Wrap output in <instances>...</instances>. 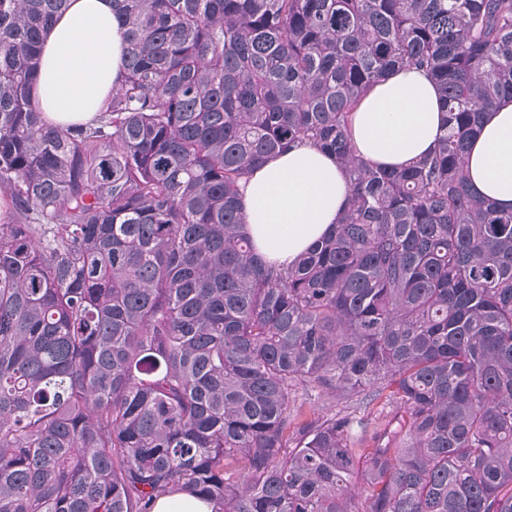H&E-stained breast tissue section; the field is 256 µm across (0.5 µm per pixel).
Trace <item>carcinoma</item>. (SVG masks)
<instances>
[{"mask_svg":"<svg viewBox=\"0 0 512 512\" xmlns=\"http://www.w3.org/2000/svg\"><path fill=\"white\" fill-rule=\"evenodd\" d=\"M113 2L120 85L55 127L31 87L69 0H0V512H512V212L465 169L512 0ZM410 65L445 132L373 167L352 114ZM299 140L349 203L283 267L239 184ZM154 512H212V506L193 496L178 493L159 498Z\"/></svg>","mask_w":512,"mask_h":512,"instance_id":"obj_1","label":"carcinoma"}]
</instances>
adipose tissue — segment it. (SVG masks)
<instances>
[{"instance_id": "adipose-tissue-1", "label": "adipose tissue", "mask_w": 512, "mask_h": 512, "mask_svg": "<svg viewBox=\"0 0 512 512\" xmlns=\"http://www.w3.org/2000/svg\"><path fill=\"white\" fill-rule=\"evenodd\" d=\"M126 42L112 0H71L43 39L33 90L45 120L57 126L92 122L120 83ZM445 115L427 73L394 71L362 99L352 120L358 158L400 168L431 152ZM471 191L512 211V100L488 112L470 141ZM243 216L256 252L290 264L326 236L348 203L345 173L333 155L297 142L241 183Z\"/></svg>"}]
</instances>
